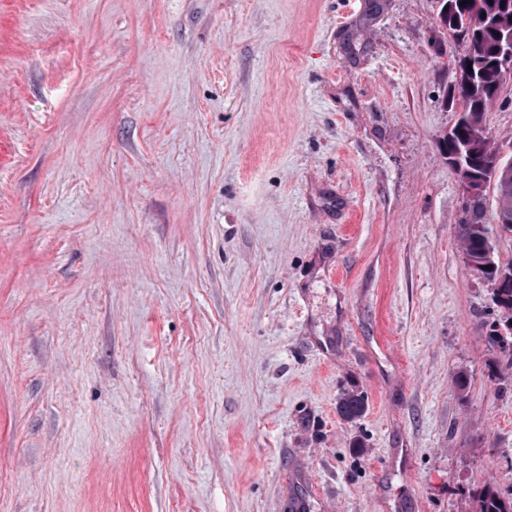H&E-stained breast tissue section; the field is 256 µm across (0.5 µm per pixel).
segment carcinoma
<instances>
[{
  "label": "carcinoma",
  "instance_id": "carcinoma-1",
  "mask_svg": "<svg viewBox=\"0 0 512 512\" xmlns=\"http://www.w3.org/2000/svg\"><path fill=\"white\" fill-rule=\"evenodd\" d=\"M438 27L452 32L463 46L458 57L461 80L455 96L461 103L459 118L444 139L448 150L466 156L463 176L479 184L492 183V164L498 144L490 136L480 135L486 126V114L500 97L503 84L498 76L497 61L500 31L512 30V0H444L438 13ZM495 207L486 213L479 208L481 219L457 217L455 236L471 265L489 279L500 272L512 273V260L501 262L498 237L512 234V184L494 185ZM492 321L486 324V342L502 354V363L491 372L494 380H512V284L490 295ZM338 414L347 421L360 419L366 412L365 397L348 391L337 402ZM470 512H512V489L504 492L490 483L464 490Z\"/></svg>",
  "mask_w": 512,
  "mask_h": 512
}]
</instances>
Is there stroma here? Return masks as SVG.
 Here are the masks:
<instances>
[{"label":"stroma","mask_w":512,"mask_h":512,"mask_svg":"<svg viewBox=\"0 0 512 512\" xmlns=\"http://www.w3.org/2000/svg\"><path fill=\"white\" fill-rule=\"evenodd\" d=\"M367 6L0 0V512L512 489L439 145L460 48L435 0ZM366 400L362 393L348 391L337 402L338 414L347 421L360 419L366 412Z\"/></svg>","instance_id":"stroma-1"}]
</instances>
